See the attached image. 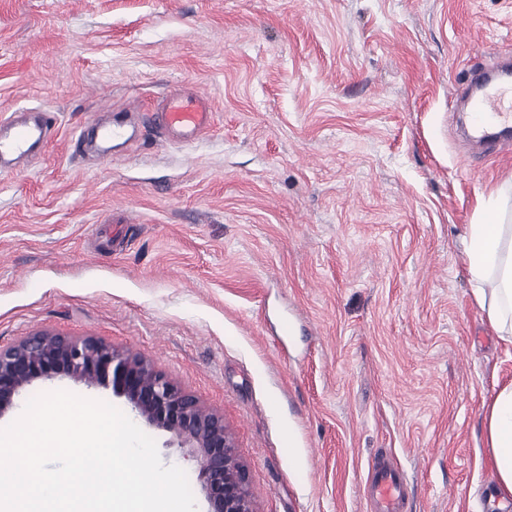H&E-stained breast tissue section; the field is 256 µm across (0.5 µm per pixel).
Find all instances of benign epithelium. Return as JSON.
I'll return each instance as SVG.
<instances>
[{
	"mask_svg": "<svg viewBox=\"0 0 512 512\" xmlns=\"http://www.w3.org/2000/svg\"><path fill=\"white\" fill-rule=\"evenodd\" d=\"M66 377L110 386L137 416L169 433L198 466L206 512H254L245 467L218 414L178 389L143 357L94 337L36 332L0 346V416L36 381Z\"/></svg>",
	"mask_w": 512,
	"mask_h": 512,
	"instance_id": "7a95c632",
	"label": "benign epithelium"
}]
</instances>
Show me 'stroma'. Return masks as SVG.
Here are the masks:
<instances>
[{
	"label": "stroma",
	"mask_w": 512,
	"mask_h": 512,
	"mask_svg": "<svg viewBox=\"0 0 512 512\" xmlns=\"http://www.w3.org/2000/svg\"><path fill=\"white\" fill-rule=\"evenodd\" d=\"M512 59V0H0V115L56 113L0 175V345L39 330L137 353L224 419L255 512H369L385 457L407 512H491L482 402L512 381L462 260L512 154L475 156L468 73ZM185 84L215 105L182 146L144 118L94 163L97 112ZM132 409L65 377L41 393ZM162 462L197 466L146 427Z\"/></svg>",
	"instance_id": "1"
}]
</instances>
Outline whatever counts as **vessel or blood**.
I'll use <instances>...</instances> for the list:
<instances>
[{
  "mask_svg": "<svg viewBox=\"0 0 512 512\" xmlns=\"http://www.w3.org/2000/svg\"><path fill=\"white\" fill-rule=\"evenodd\" d=\"M468 127L474 140L488 153H512V70L491 63L473 70L468 80ZM163 131L191 143L214 122L212 99L185 89L166 92L154 111ZM132 122L130 115L109 112L91 116L90 125L101 143V158L112 156L110 142L123 138ZM57 125L55 113L18 109L0 117V173L12 172L21 160L40 155ZM404 471L382 463L373 469L370 497L374 512H405Z\"/></svg>",
  "mask_w": 512,
  "mask_h": 512,
  "instance_id": "b4317fda",
  "label": "vessel or blood"
}]
</instances>
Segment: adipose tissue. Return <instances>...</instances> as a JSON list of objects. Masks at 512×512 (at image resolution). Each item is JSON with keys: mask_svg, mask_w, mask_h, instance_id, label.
<instances>
[{"mask_svg": "<svg viewBox=\"0 0 512 512\" xmlns=\"http://www.w3.org/2000/svg\"><path fill=\"white\" fill-rule=\"evenodd\" d=\"M499 199L484 201L463 239L464 262L475 301L498 339L512 346V225L503 223ZM486 444L493 464V490L512 496V383L483 405Z\"/></svg>", "mask_w": 512, "mask_h": 512, "instance_id": "1", "label": "adipose tissue"}]
</instances>
